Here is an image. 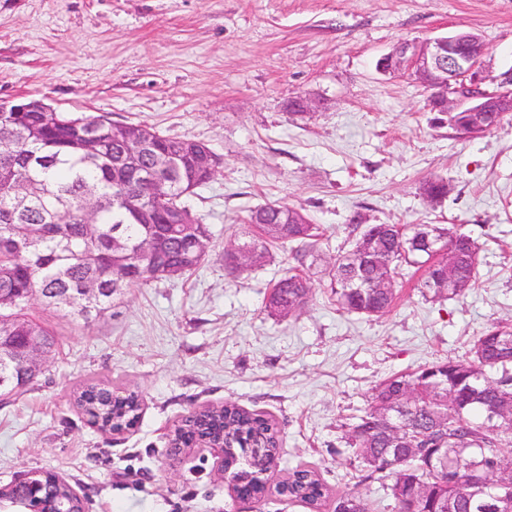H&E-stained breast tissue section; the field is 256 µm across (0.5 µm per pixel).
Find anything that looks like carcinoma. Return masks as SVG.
<instances>
[{
    "instance_id": "obj_1",
    "label": "carcinoma",
    "mask_w": 512,
    "mask_h": 512,
    "mask_svg": "<svg viewBox=\"0 0 512 512\" xmlns=\"http://www.w3.org/2000/svg\"><path fill=\"white\" fill-rule=\"evenodd\" d=\"M127 128L150 136V152L171 147L181 151L177 166L159 167L156 180L170 189L160 204L163 212L186 209L183 198L213 178L199 145L148 125ZM90 139L99 145L94 155L85 151ZM122 155V146L112 143V120L105 115L0 112V299L14 303L10 321L0 323V374L19 379L9 354L22 336H40L46 353L58 352L55 334L30 313L31 301L45 290L63 288L74 294L70 308L90 323L112 309V295L102 289L112 287L116 278H124L125 288L164 278L163 268L174 267L183 277L203 264L189 258L192 239L210 232L200 218L191 224H143L121 206L137 191L133 179L112 177V165ZM423 194L438 201L448 194V184L430 178L423 184ZM90 198L97 203L91 226L82 218ZM277 207L267 217L282 225V231L271 233L267 225L255 223L251 213L246 219L250 243L263 252L269 245L316 247L319 228L300 209L280 203ZM417 228V224L373 225L386 262L358 265L361 288L344 287L358 248L338 257L329 272L337 305L368 317L384 316L393 308L395 285L408 268L422 272L419 287L433 298L465 295L476 282L475 242L436 224L453 260L432 261L427 250L408 249L407 239ZM147 232L165 237L166 248L149 257L133 250H112L113 238L133 246ZM91 282L101 291L83 292ZM310 293L309 284L290 273L272 286L266 310L291 315L307 305ZM104 393L106 388L90 384L77 396V404L86 413L96 408L119 424L136 425L135 397L129 396V403L114 410L100 405ZM406 394L411 396L410 410L392 434L383 427V412ZM496 408L501 412L498 425L485 424V414ZM199 421L215 435L261 430L268 433L270 446L278 448L276 423L233 403L225 404L221 412L201 415ZM506 440L512 444V320L485 329L466 359L436 362L379 383L369 407L346 435L366 478L379 482L393 499V512H512V456L493 451ZM288 497L315 512H370L367 500L354 492L330 497L319 470L310 465L292 471Z\"/></svg>"
}]
</instances>
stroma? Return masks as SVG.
Instances as JSON below:
<instances>
[{
  "instance_id": "obj_1",
  "label": "stroma",
  "mask_w": 512,
  "mask_h": 512,
  "mask_svg": "<svg viewBox=\"0 0 512 512\" xmlns=\"http://www.w3.org/2000/svg\"><path fill=\"white\" fill-rule=\"evenodd\" d=\"M480 36L479 88L500 91L512 69V0H0V100L35 98L72 116L107 115L207 143L220 172L186 200L212 240L190 277L118 292L94 323L34 305L61 343L37 379L0 402V485L31 470L57 474L88 512H310L236 499L209 452L172 460L166 435L194 409L233 402L280 430L274 480L315 465L330 496L359 493L391 512L362 480L345 436L381 381L467 356L475 336L512 319V112L465 137L431 111L430 88L385 74L402 42L454 31ZM315 98L305 116L294 97ZM443 179L431 203L421 187ZM301 209L323 237L237 271L224 249L244 240L251 210ZM360 224H452L479 248L477 283L458 300L398 283L388 314L340 309L328 272ZM309 279L301 311L269 315L265 300L290 269ZM133 391L137 424L115 435L76 404L85 385Z\"/></svg>"
}]
</instances>
